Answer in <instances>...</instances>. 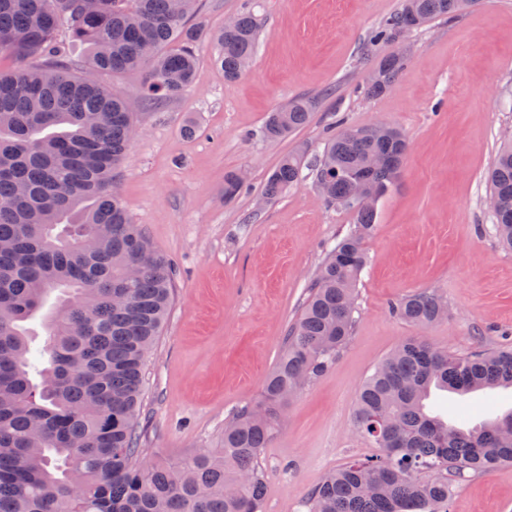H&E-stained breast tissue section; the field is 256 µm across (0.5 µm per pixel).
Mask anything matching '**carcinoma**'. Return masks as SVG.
<instances>
[{
	"instance_id": "1",
	"label": "carcinoma",
	"mask_w": 512,
	"mask_h": 512,
	"mask_svg": "<svg viewBox=\"0 0 512 512\" xmlns=\"http://www.w3.org/2000/svg\"><path fill=\"white\" fill-rule=\"evenodd\" d=\"M0 0V53L46 62L0 70V512H261L260 460L288 400L348 342L363 241L376 205L401 171L402 134L384 124L347 128L316 167L322 195L354 214L326 256L283 338L262 399L224 424V443L177 462L146 464L141 448L145 367L174 299L169 261L132 223L112 184L135 124L128 101L86 75L143 74L146 105L180 96L198 77L186 25L196 0ZM475 0H401L375 41L464 11ZM259 22L242 10L216 35L224 79L245 72ZM86 49L77 72L60 63L65 43ZM405 64L382 58L368 92L383 96ZM316 102L298 97L269 113L263 134L280 139L306 126ZM385 157L372 169L368 159ZM288 154L267 180L271 200L301 180ZM497 237L512 247V144L487 174ZM425 328L447 312L434 292L392 307ZM46 333L32 346L28 324ZM469 393L512 388V347L455 356L411 337L366 378L356 433L379 453L328 474L309 512H448L451 478L512 467V412L463 429L426 410L432 388Z\"/></svg>"
}]
</instances>
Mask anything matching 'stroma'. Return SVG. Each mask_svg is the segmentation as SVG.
<instances>
[{
  "mask_svg": "<svg viewBox=\"0 0 512 512\" xmlns=\"http://www.w3.org/2000/svg\"><path fill=\"white\" fill-rule=\"evenodd\" d=\"M399 0H197L187 23L197 82L147 107L143 76L100 74L132 106L139 129L118 183L133 223L174 267V301L147 361L143 459L176 461L220 447L224 423L258 402L289 326L327 251L353 222L318 191L313 165L328 139L378 121L400 129L403 172L377 204L368 264L357 283L356 322L336 360L294 397L261 453L265 512H307L310 491L355 457L373 455L354 431L364 380L403 341L421 336L449 354L512 346V250L487 204L485 174L512 137V0H475L408 36L372 42ZM251 9L260 22L255 56L224 79L212 39ZM400 52L406 64L386 95L365 75ZM318 106L285 138L264 139L270 112L298 96ZM305 159L302 181L272 200L263 187L280 159ZM242 191L224 197L227 175ZM435 292L447 315L425 329L391 306ZM429 406L457 426L512 411V389L459 396L433 391ZM448 512H512V472L465 473Z\"/></svg>",
  "mask_w": 512,
  "mask_h": 512,
  "instance_id": "1",
  "label": "stroma"
}]
</instances>
